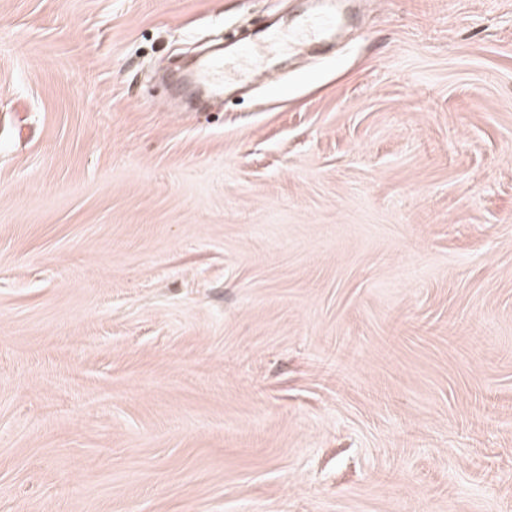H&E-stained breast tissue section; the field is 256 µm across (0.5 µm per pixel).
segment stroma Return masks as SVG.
Returning a JSON list of instances; mask_svg holds the SVG:
<instances>
[{
	"label": "stroma",
	"instance_id": "35a3bbf8",
	"mask_svg": "<svg viewBox=\"0 0 512 512\" xmlns=\"http://www.w3.org/2000/svg\"><path fill=\"white\" fill-rule=\"evenodd\" d=\"M0 0V512H512V0ZM312 14L316 17L307 19L301 26L289 29L288 32H282L276 28L268 30L258 39L259 42L252 45L249 54L241 61L237 60L238 55L226 61L224 54L228 52L225 47L224 52L201 63L194 75V81L199 86L210 90L218 91L223 87L226 90L230 84L239 80L237 75L239 67H244L250 75L263 72L268 64L265 55L266 45L260 41H264L269 32L274 31L272 38L283 43L288 48V53H294L308 43L324 41L342 27V19L335 8Z\"/></svg>",
	"mask_w": 512,
	"mask_h": 512
}]
</instances>
